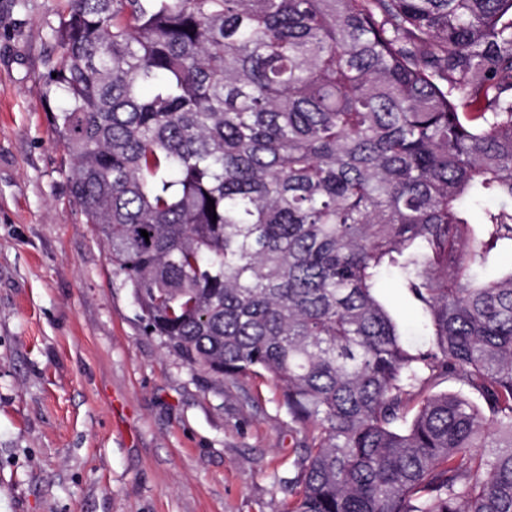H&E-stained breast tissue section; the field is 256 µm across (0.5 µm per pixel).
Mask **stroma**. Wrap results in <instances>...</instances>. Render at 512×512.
I'll use <instances>...</instances> for the list:
<instances>
[{
	"mask_svg": "<svg viewBox=\"0 0 512 512\" xmlns=\"http://www.w3.org/2000/svg\"><path fill=\"white\" fill-rule=\"evenodd\" d=\"M60 0H0V512H286L271 384L145 332L45 110Z\"/></svg>",
	"mask_w": 512,
	"mask_h": 512,
	"instance_id": "obj_1",
	"label": "stroma"
}]
</instances>
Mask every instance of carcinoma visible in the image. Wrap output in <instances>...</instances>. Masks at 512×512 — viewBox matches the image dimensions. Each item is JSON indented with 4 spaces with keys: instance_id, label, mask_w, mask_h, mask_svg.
Listing matches in <instances>:
<instances>
[{
    "instance_id": "carcinoma-1",
    "label": "carcinoma",
    "mask_w": 512,
    "mask_h": 512,
    "mask_svg": "<svg viewBox=\"0 0 512 512\" xmlns=\"http://www.w3.org/2000/svg\"><path fill=\"white\" fill-rule=\"evenodd\" d=\"M63 2L71 195L169 353L278 392L288 512H512V0ZM377 293L393 317L404 327L414 325L418 321L410 296L406 290L399 287L394 278L384 277L378 285Z\"/></svg>"
}]
</instances>
